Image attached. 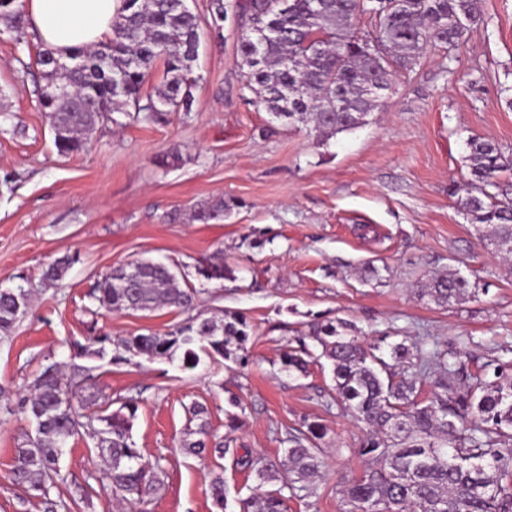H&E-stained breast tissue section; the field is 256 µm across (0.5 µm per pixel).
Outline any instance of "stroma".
<instances>
[{
  "label": "stroma",
  "mask_w": 512,
  "mask_h": 512,
  "mask_svg": "<svg viewBox=\"0 0 512 512\" xmlns=\"http://www.w3.org/2000/svg\"><path fill=\"white\" fill-rule=\"evenodd\" d=\"M481 21L459 47L427 48L399 73L367 125L327 142L273 122L244 95L237 24L222 37L204 32L190 113L168 123L126 116L98 125L89 151L58 156L38 104L32 63L36 33L14 39L0 22V284L16 275L39 279L67 253L77 261L60 286L41 291L11 340L0 343V386L22 393L48 357L69 356L90 326L116 336L166 331L176 310L88 311L98 275L141 258L194 266L223 254L236 267L229 282L195 280L196 307L245 317L241 358L182 372L165 359L104 367L82 396L87 412L139 396L133 439L146 461H161L158 490L141 512H214L210 473L223 469L226 512L258 486L238 466L243 452L283 459L286 430L317 422L326 431L324 465L313 494L291 499L288 512H342V487L357 475L365 431L333 402L332 374L319 360L308 376L287 379L279 355L315 321L351 323L366 343L394 336L407 343H457L469 367L512 360V267L479 238L450 190L469 177L467 142L485 137L512 157V0H478ZM182 156L163 168L154 157ZM234 201L224 218L192 220L216 198ZM455 270L475 294L435 304L418 288ZM207 406L217 435H231L224 457L195 458L180 448L192 403ZM241 420L229 429L230 417ZM29 430L0 412V512H43L12 480L15 450ZM90 439L70 440L57 512H126L90 453Z\"/></svg>",
  "instance_id": "1"
}]
</instances>
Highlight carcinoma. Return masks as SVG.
I'll return each mask as SVG.
<instances>
[{"mask_svg":"<svg viewBox=\"0 0 512 512\" xmlns=\"http://www.w3.org/2000/svg\"><path fill=\"white\" fill-rule=\"evenodd\" d=\"M207 15L186 0H123L113 18L112 39L79 49L66 62L47 48L36 58V92L51 121L57 153L68 156L87 149L100 120L133 113L161 124L172 112L192 111L194 65L201 47L202 25L222 36L229 16L238 22L242 90L275 121L305 129L323 141L364 125L400 70L417 65L435 43L454 45L481 21L477 0H208ZM374 20L360 31L356 20ZM0 20L9 24L16 42L27 38V21L18 0H0ZM161 60L164 73L153 94L143 93ZM469 180L457 186V205L477 232L488 233L497 251L512 256V185L499 173L512 164L498 144L468 142ZM230 204L218 198L194 209L193 219L206 223L224 216ZM75 258L60 257L35 282L22 275L12 287H0V342L14 335L29 313L34 295L62 282ZM178 265L152 259L116 266L95 281L88 294L89 312H153L160 307L188 317L167 333L113 336L92 332L85 343L71 345V357L85 361L65 374L62 363L43 366L29 393L6 407L27 420L33 433L16 448L14 480L39 499L44 512H57L50 497L63 480L60 460L68 439L87 436L106 464L105 478L122 502H144L160 482V462L144 461L132 430L138 399L128 398L111 411L81 421L80 389L100 364L179 360L184 371L205 360L226 358L243 349L246 320L231 311L195 312L198 296ZM207 281L236 280L235 269L215 259L195 265ZM468 281L457 272L437 274L419 292L439 305L468 294ZM310 337L330 362L335 396L369 433L357 448L362 473L343 488V512H512V371L498 362L493 378L474 374L457 352L437 342L408 346L388 342L367 345L344 320L316 322ZM313 352L302 341L280 356V372L294 380L308 373ZM437 368L430 395L420 398L417 376ZM196 426H187L182 448L190 455L208 449L218 455L230 448L228 436L216 439L204 420L206 409H190ZM326 431L305 423L288 431L284 463L257 467L263 488L239 500V512H287L291 498L313 494ZM290 478L277 488L280 466ZM217 512L227 508L223 472L210 482Z\"/></svg>","mask_w":512,"mask_h":512,"instance_id":"obj_1","label":"carcinoma"}]
</instances>
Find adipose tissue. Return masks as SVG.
<instances>
[{
    "instance_id": "1",
    "label": "adipose tissue",
    "mask_w": 512,
    "mask_h": 512,
    "mask_svg": "<svg viewBox=\"0 0 512 512\" xmlns=\"http://www.w3.org/2000/svg\"><path fill=\"white\" fill-rule=\"evenodd\" d=\"M28 22L56 55L95 47L112 37V20L122 0H22Z\"/></svg>"
}]
</instances>
